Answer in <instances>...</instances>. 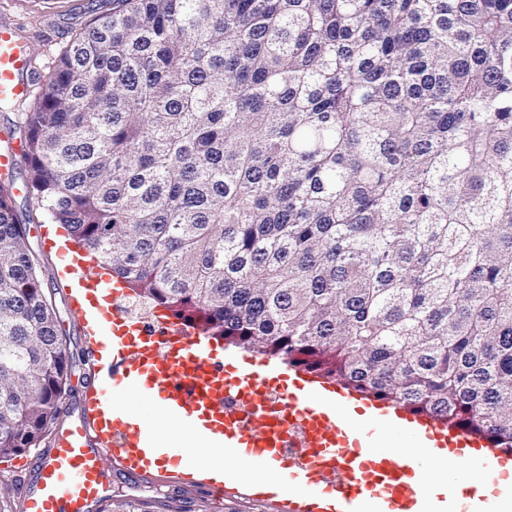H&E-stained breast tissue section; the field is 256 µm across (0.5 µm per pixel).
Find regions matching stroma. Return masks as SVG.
<instances>
[{"instance_id":"obj_1","label":"stroma","mask_w":512,"mask_h":512,"mask_svg":"<svg viewBox=\"0 0 512 512\" xmlns=\"http://www.w3.org/2000/svg\"><path fill=\"white\" fill-rule=\"evenodd\" d=\"M107 0H0V24L13 28L16 37L37 57L27 73L28 79L40 81L45 73L48 53L67 43L88 21L106 11ZM21 115L10 105L0 104V150L14 154L10 181L12 204L19 223L25 224L30 244L38 258L37 270L47 296L56 304L58 329L72 358L71 377L61 410L51 433H59L83 412L92 377V366L85 350L82 318L73 305L75 276L72 257L76 251L65 243L63 228L40 223L27 187L29 166L24 152ZM33 451L0 459V512H20V476L33 460ZM107 473V499L127 500L137 512H273L272 507L251 502L246 496L234 500H216L203 496L186 498L178 486L163 483L131 482L115 472L111 458H104Z\"/></svg>"}]
</instances>
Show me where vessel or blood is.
<instances>
[{
  "label": "vessel or blood",
  "mask_w": 512,
  "mask_h": 512,
  "mask_svg": "<svg viewBox=\"0 0 512 512\" xmlns=\"http://www.w3.org/2000/svg\"><path fill=\"white\" fill-rule=\"evenodd\" d=\"M27 65L24 46L0 25V98L32 94ZM100 293L113 298L99 310L91 350L103 379L81 419L36 455L33 476L22 487L23 512H99L107 455L134 481L232 497L226 484L185 476L195 460L178 445L164 448L157 460L146 458L158 434L150 423L128 421L130 393L147 397L181 427L208 430L226 457L251 461L260 475L273 477V491L256 499L277 512H422L432 455L466 459L484 487L479 500L455 498L448 512H506L500 479L512 472V450L316 377H290L264 359H225L213 337L177 321L126 325L120 293L105 283ZM388 427L406 433L412 445H427L428 455L378 447Z\"/></svg>",
  "instance_id": "obj_1"
}]
</instances>
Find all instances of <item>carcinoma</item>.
Segmentation results:
<instances>
[{
	"instance_id": "carcinoma-1",
	"label": "carcinoma",
	"mask_w": 512,
	"mask_h": 512,
	"mask_svg": "<svg viewBox=\"0 0 512 512\" xmlns=\"http://www.w3.org/2000/svg\"><path fill=\"white\" fill-rule=\"evenodd\" d=\"M23 110L37 209L151 309L512 448V0H110ZM72 364L0 182V456Z\"/></svg>"
}]
</instances>
